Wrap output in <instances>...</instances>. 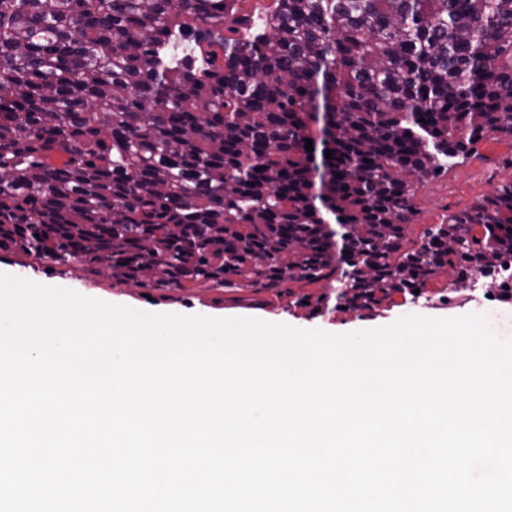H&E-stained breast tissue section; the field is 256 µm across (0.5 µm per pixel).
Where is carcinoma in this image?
<instances>
[{"label": "carcinoma", "instance_id": "obj_1", "mask_svg": "<svg viewBox=\"0 0 512 512\" xmlns=\"http://www.w3.org/2000/svg\"><path fill=\"white\" fill-rule=\"evenodd\" d=\"M236 2L0 0V250L165 290L334 276L355 308L512 262V182L408 235L421 185L512 142V0Z\"/></svg>", "mask_w": 512, "mask_h": 512}]
</instances>
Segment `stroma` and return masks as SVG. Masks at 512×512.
Here are the masks:
<instances>
[{"mask_svg": "<svg viewBox=\"0 0 512 512\" xmlns=\"http://www.w3.org/2000/svg\"><path fill=\"white\" fill-rule=\"evenodd\" d=\"M511 181L512 145L493 139L482 142L473 156L417 190L410 235H418L424 225L442 223L448 215L468 209L494 187ZM31 269L42 275L48 285L68 288L90 298L147 301L166 313L212 310L228 316L255 317L334 334L385 326L407 314L456 317L478 313L486 317L498 337H512V300L495 297L477 302L469 289L451 287L450 278L445 274L431 281L425 295L418 299H406L397 294L380 295L362 309L351 308L340 299L341 285L334 279L260 289L252 294L253 306L243 308L231 304L234 291L230 288L222 291L192 287L182 291L152 290L132 282L116 281L106 269L92 276L80 264L71 262L49 268L33 264L24 255L0 251V272L16 276Z\"/></svg>", "mask_w": 512, "mask_h": 512, "instance_id": "35a3bbf8", "label": "stroma"}]
</instances>
